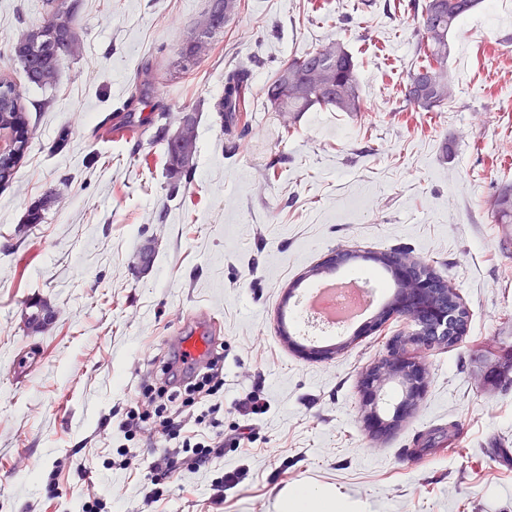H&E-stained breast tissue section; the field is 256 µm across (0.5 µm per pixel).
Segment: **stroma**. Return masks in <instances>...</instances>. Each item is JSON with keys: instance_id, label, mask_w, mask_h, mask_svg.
I'll return each mask as SVG.
<instances>
[{"instance_id": "obj_1", "label": "stroma", "mask_w": 512, "mask_h": 512, "mask_svg": "<svg viewBox=\"0 0 512 512\" xmlns=\"http://www.w3.org/2000/svg\"><path fill=\"white\" fill-rule=\"evenodd\" d=\"M208 0H78L81 51L57 80L29 84L10 47L44 25L43 0H0V76L22 93L30 147L0 187V512H79L111 495L112 512H280L290 486L342 495L354 512H512V385L495 366L512 347V241L491 202L512 185V0H483L459 24L448 68L452 103L415 112L401 90L420 64L413 0H237L223 31L187 73L170 72L184 30ZM351 53L362 111H271L278 68L328 42ZM159 90L124 111L145 65ZM250 72L243 130L229 143L212 110L224 72ZM197 116L189 182L171 193L159 112ZM66 145H59L60 133ZM41 223L27 211L50 190ZM155 246L148 270L136 256ZM395 246L438 271L470 312L466 340L420 350L429 371L416 409L394 430L364 425L360 382L392 337L396 315L325 360L283 342L289 288L336 250ZM41 303L54 323L31 330ZM219 321L224 387L196 412L250 439L212 468L159 480L147 466L163 438L127 435L119 416L167 362L180 330ZM257 392L265 414L237 404ZM455 424L441 451L409 441ZM133 448L137 465L118 468ZM244 477L213 498L215 478Z\"/></svg>"}]
</instances>
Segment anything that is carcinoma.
I'll return each instance as SVG.
<instances>
[{
	"label": "carcinoma",
	"mask_w": 512,
	"mask_h": 512,
	"mask_svg": "<svg viewBox=\"0 0 512 512\" xmlns=\"http://www.w3.org/2000/svg\"><path fill=\"white\" fill-rule=\"evenodd\" d=\"M49 19L39 30L19 38L12 46V56L23 67L27 81L40 87L54 83L62 57L72 55L79 48L77 31V0H45ZM483 0H423L417 19L420 38L417 49L422 64L410 73L402 90L404 100L415 112H433L453 98L454 87L448 72L451 55V35L460 21L474 11ZM236 0H209L205 14L218 17V27L204 33L203 40L181 43L177 59L172 66L186 73L205 55L209 39L224 29L228 14L235 11ZM152 69L147 67L144 78L131 96L134 104L149 95L153 88ZM248 70L243 66L229 68L224 74V96L214 103V110L229 127L238 112L247 111ZM266 99L271 111L307 112L315 106L330 107L338 112L362 111V95L356 77L353 57L341 41L329 42L300 57L288 60L267 85ZM0 131L13 134V152L0 155V184L11 179L16 166L29 148V125L21 97L14 83L0 78ZM196 151L195 131L184 139L179 153L186 159L175 162L172 150H167L166 178L172 188H177L190 177ZM493 211L499 224H512V186L501 188L493 199ZM408 252L391 248L374 256L375 263L384 270L394 269V259L405 257ZM396 299L375 317L380 321L387 312L396 308L404 318L412 311L402 306L408 285L400 278L394 282ZM448 304L460 309L461 332L448 339L446 346L453 347L466 336L469 312L460 302L453 288H448Z\"/></svg>",
	"instance_id": "carcinoma-1"
}]
</instances>
